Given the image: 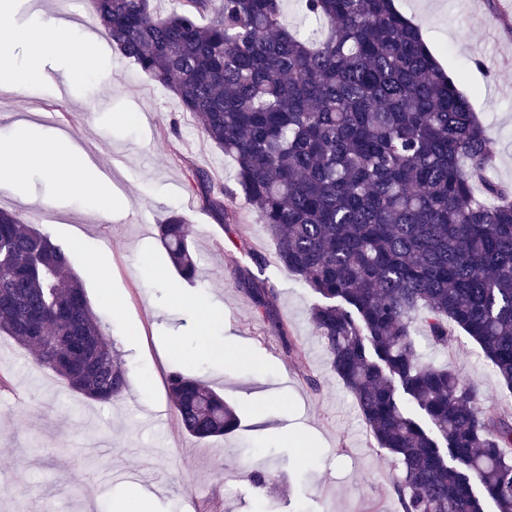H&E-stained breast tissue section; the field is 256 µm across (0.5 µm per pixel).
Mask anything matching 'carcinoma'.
Wrapping results in <instances>:
<instances>
[{"mask_svg": "<svg viewBox=\"0 0 512 512\" xmlns=\"http://www.w3.org/2000/svg\"><path fill=\"white\" fill-rule=\"evenodd\" d=\"M92 0L104 36L171 90L236 163L237 191L192 173L218 223L242 196L280 268L319 297L310 322L378 447L398 460L401 512H512V414L416 356L414 316L446 349L453 330L482 349L512 390V186L494 175L482 122L456 77L394 0ZM209 15L200 23L199 17ZM175 271L196 277L191 225H157ZM253 306L312 386L306 355L274 308L275 285L236 265ZM0 335L74 392L120 399L127 370L73 271L35 224L0 210ZM181 426L207 439L236 430L218 393L166 378Z\"/></svg>", "mask_w": 512, "mask_h": 512, "instance_id": "1", "label": "carcinoma"}]
</instances>
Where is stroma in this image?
<instances>
[{
	"label": "stroma",
	"mask_w": 512,
	"mask_h": 512,
	"mask_svg": "<svg viewBox=\"0 0 512 512\" xmlns=\"http://www.w3.org/2000/svg\"><path fill=\"white\" fill-rule=\"evenodd\" d=\"M397 7L458 76L484 124L498 179L512 184V31L492 19H512V0H398ZM50 75L43 92L0 90L7 104L0 133L40 126L41 113L54 110L57 125L48 136L68 140L97 168L112 167L128 209L107 220L80 198L54 203L55 186L39 169L30 175V200L0 190V208L27 224L33 209L49 207L39 223L44 232L65 247L83 239L71 263L128 370L129 390L112 403L88 400L0 335V512H41L47 500L56 512H112L137 486L154 493L156 512H401L396 462L378 448L308 321L314 293L280 269L264 224L246 204L238 206V223L222 229L192 188L196 168L234 187L232 158L171 91L120 54L106 77L80 87L70 86L62 69ZM102 98L111 99V111H98ZM116 112L131 113L132 122H113ZM90 125L99 143L125 149L122 163L92 151ZM172 211L209 228L194 238L192 284L177 275L156 238L158 222ZM244 239L266 259L278 314L305 350L318 387L288 364L276 328L233 277ZM99 263L111 270L120 312L101 301L93 275ZM147 266L162 277L144 275ZM174 288L223 307V334L233 338L239 361L167 353L171 338L187 349L195 341L193 317L170 302ZM416 350L423 361L479 385L486 403L512 410V393L467 334L456 333L444 352L421 334ZM175 369L223 393L241 418L239 429L209 440L184 432L166 388ZM253 470L265 473V484L246 480Z\"/></svg>",
	"instance_id": "35a3bbf8"
}]
</instances>
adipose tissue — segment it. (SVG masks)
<instances>
[{
  "label": "adipose tissue",
  "instance_id": "obj_1",
  "mask_svg": "<svg viewBox=\"0 0 512 512\" xmlns=\"http://www.w3.org/2000/svg\"><path fill=\"white\" fill-rule=\"evenodd\" d=\"M75 35V30L63 28L42 15L34 16L26 27H16L11 21L8 0H0V86L23 91L47 81L50 75L46 65L51 61L60 62L76 83L109 72V57L100 53L95 45H88L81 56L70 55L68 47ZM17 43L27 48V56L21 61L4 54L6 47ZM0 156L11 160L8 167L0 168V187H9L17 195L25 194L28 175L38 168L54 181L58 199L81 197L90 200L96 212L105 218L111 217L113 210L121 204L111 188L92 174L88 161L66 143L39 137H0ZM173 301L198 320V353L223 356V345L213 344L210 340L213 325L224 320L223 311L178 291L174 292Z\"/></svg>",
  "mask_w": 512,
  "mask_h": 512
}]
</instances>
